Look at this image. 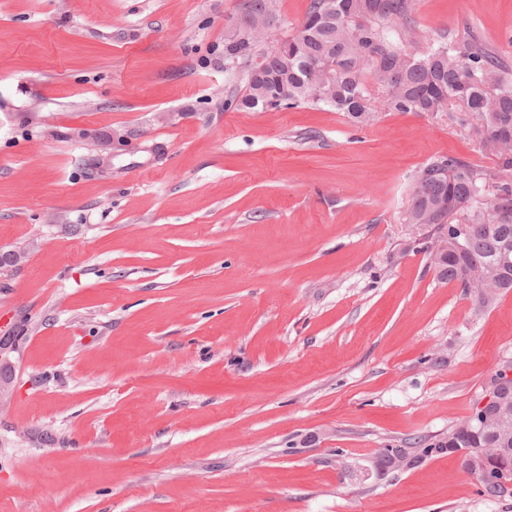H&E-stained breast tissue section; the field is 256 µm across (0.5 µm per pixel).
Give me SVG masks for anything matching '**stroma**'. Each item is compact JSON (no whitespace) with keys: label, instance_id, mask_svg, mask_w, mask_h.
Here are the masks:
<instances>
[{"label":"stroma","instance_id":"1","mask_svg":"<svg viewBox=\"0 0 512 512\" xmlns=\"http://www.w3.org/2000/svg\"><path fill=\"white\" fill-rule=\"evenodd\" d=\"M241 0H0V512H512L441 438L512 364L406 221L447 113L248 110ZM414 18L512 65V0Z\"/></svg>","mask_w":512,"mask_h":512}]
</instances>
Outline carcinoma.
Listing matches in <instances>:
<instances>
[{"mask_svg":"<svg viewBox=\"0 0 512 512\" xmlns=\"http://www.w3.org/2000/svg\"><path fill=\"white\" fill-rule=\"evenodd\" d=\"M414 0H310L295 32L277 34L279 0H242L233 30L224 37V68L245 80L238 105L247 109L321 105L351 124L366 126L379 110L446 112L482 144L492 146L495 170L455 156L432 159L417 176L407 221L425 231L430 264L438 275L476 298L481 308L512 291V67L483 44H453L420 29ZM403 39L393 36L392 25ZM424 40L426 50L405 43ZM495 195L481 210L470 208L488 185ZM476 225L465 246L456 244L458 215ZM496 402L488 424L467 416L448 437L418 448H382L375 467L401 470L425 457L484 448L482 469L512 472V379L495 374Z\"/></svg>","mask_w":512,"mask_h":512,"instance_id":"carcinoma-1","label":"carcinoma"}]
</instances>
